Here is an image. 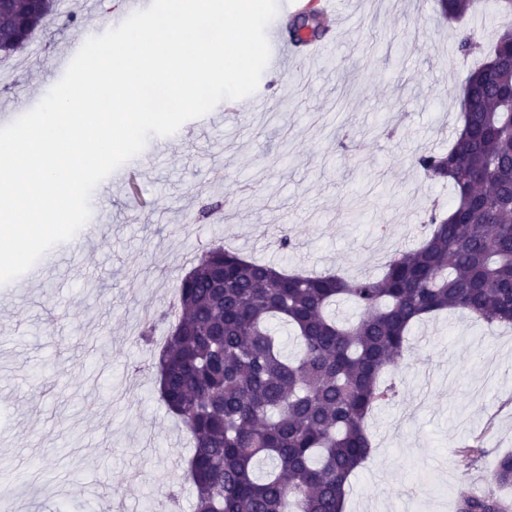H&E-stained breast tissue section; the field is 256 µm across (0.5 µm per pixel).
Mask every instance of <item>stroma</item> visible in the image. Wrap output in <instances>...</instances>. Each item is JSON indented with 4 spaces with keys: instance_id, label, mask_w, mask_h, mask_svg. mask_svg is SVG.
I'll return each instance as SVG.
<instances>
[{
    "instance_id": "stroma-1",
    "label": "stroma",
    "mask_w": 512,
    "mask_h": 512,
    "mask_svg": "<svg viewBox=\"0 0 512 512\" xmlns=\"http://www.w3.org/2000/svg\"><path fill=\"white\" fill-rule=\"evenodd\" d=\"M123 0H60L20 56L0 58V101L33 109L52 60L112 27ZM322 57L263 73L260 109L222 101L223 123H184L166 151L147 142L128 179L99 184L94 239L45 253L44 277L0 285V490L8 512H192L188 435L160 398L157 363L178 315L176 286L213 245L288 273L377 276L417 247L453 190L413 165L461 123L464 70L433 0H343ZM297 247L282 252L281 230ZM155 322L150 342L143 311ZM375 409V452L350 479L345 512H456L457 447L482 438L470 476L487 483L512 451V326L462 311L415 324Z\"/></svg>"
}]
</instances>
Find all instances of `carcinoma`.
I'll return each instance as SVG.
<instances>
[{"instance_id":"cac0c4a2","label":"carcinoma","mask_w":512,"mask_h":512,"mask_svg":"<svg viewBox=\"0 0 512 512\" xmlns=\"http://www.w3.org/2000/svg\"><path fill=\"white\" fill-rule=\"evenodd\" d=\"M448 30L492 3L436 0ZM56 13L53 0L0 4V55L22 52ZM317 36L316 12L293 23ZM508 27L461 87L462 128L446 152L423 151L414 166L446 180L455 203L422 221L421 245L395 253L379 277L286 274L216 246L177 285L179 316L161 352L160 397L191 439L194 512H343L351 476L370 457L367 420L394 401L381 373L408 350L413 325L461 310L489 326L512 324V44ZM481 48L464 34L458 50ZM346 301L353 324L334 317ZM299 352L289 356L277 329ZM512 485V453L500 456L488 487L464 488L457 512H507L498 488Z\"/></svg>"}]
</instances>
